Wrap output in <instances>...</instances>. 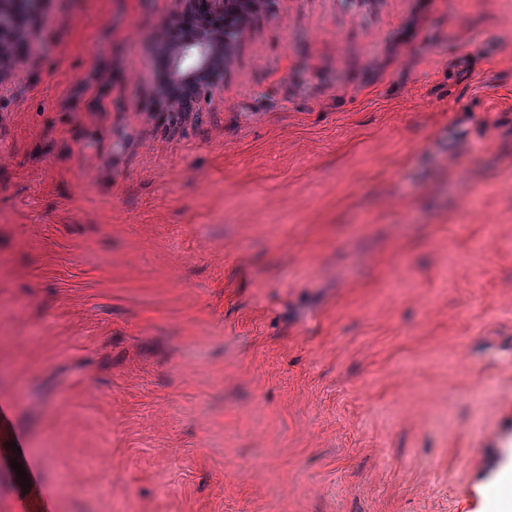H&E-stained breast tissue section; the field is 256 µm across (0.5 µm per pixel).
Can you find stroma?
Wrapping results in <instances>:
<instances>
[{
  "label": "stroma",
  "instance_id": "1",
  "mask_svg": "<svg viewBox=\"0 0 512 512\" xmlns=\"http://www.w3.org/2000/svg\"><path fill=\"white\" fill-rule=\"evenodd\" d=\"M170 3L47 0L0 94V512L14 433L53 512H487L512 0H281L153 115ZM197 31V26L187 20L185 15L180 13L178 17L170 24L167 34L164 37H158V43L151 44L149 54L153 65L154 80L149 88V92L156 98L158 93L164 98L166 105L171 107L179 106L183 101L191 96V90L188 85L183 84L181 88H175L169 82H164L165 77L158 75L157 78V61L159 56L164 55L171 46L172 42L179 41L183 36L190 35ZM156 86V87H155ZM155 87V92L153 88ZM213 88L198 87L193 96L184 102L185 112H201L202 106L206 104L211 95ZM159 99V98H158ZM160 100V99H159ZM188 108V109H187Z\"/></svg>",
  "mask_w": 512,
  "mask_h": 512
}]
</instances>
